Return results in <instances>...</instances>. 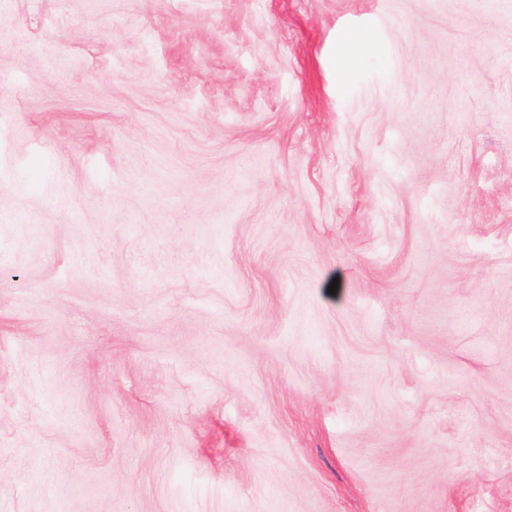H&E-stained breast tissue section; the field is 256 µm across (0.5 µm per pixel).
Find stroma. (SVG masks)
I'll return each instance as SVG.
<instances>
[{
	"label": "stroma",
	"instance_id": "obj_1",
	"mask_svg": "<svg viewBox=\"0 0 512 512\" xmlns=\"http://www.w3.org/2000/svg\"><path fill=\"white\" fill-rule=\"evenodd\" d=\"M0 512H512V0H0Z\"/></svg>",
	"mask_w": 512,
	"mask_h": 512
}]
</instances>
